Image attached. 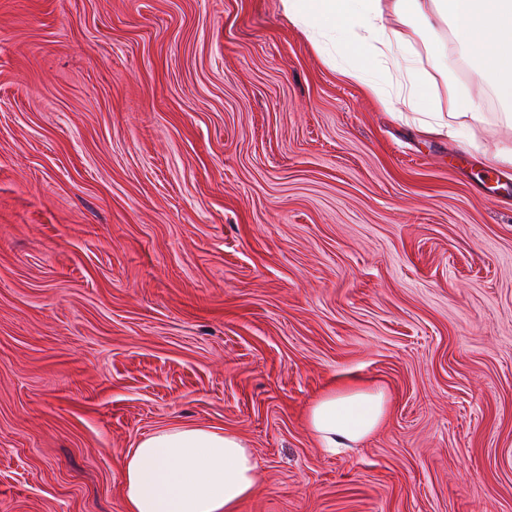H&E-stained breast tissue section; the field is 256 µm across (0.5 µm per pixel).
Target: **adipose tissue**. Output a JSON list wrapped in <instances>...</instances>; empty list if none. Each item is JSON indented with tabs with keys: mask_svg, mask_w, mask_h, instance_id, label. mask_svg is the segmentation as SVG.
Listing matches in <instances>:
<instances>
[{
	"mask_svg": "<svg viewBox=\"0 0 512 512\" xmlns=\"http://www.w3.org/2000/svg\"><path fill=\"white\" fill-rule=\"evenodd\" d=\"M284 14L347 79L378 104L412 113L419 131L457 139L458 121L480 120L471 90L453 76L465 63L497 99L512 129V0H281ZM445 40L418 49L437 33ZM443 80L430 104L417 98L430 72ZM383 390L332 388L308 409V427L325 451L353 447L381 424ZM257 464L236 432L200 425L156 429L122 463L126 512H236L253 492Z\"/></svg>",
	"mask_w": 512,
	"mask_h": 512,
	"instance_id": "adipose-tissue-1",
	"label": "adipose tissue"
}]
</instances>
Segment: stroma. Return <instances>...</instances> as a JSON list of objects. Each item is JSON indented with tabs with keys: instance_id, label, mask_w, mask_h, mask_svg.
Wrapping results in <instances>:
<instances>
[{
	"instance_id": "obj_1",
	"label": "stroma",
	"mask_w": 512,
	"mask_h": 512,
	"mask_svg": "<svg viewBox=\"0 0 512 512\" xmlns=\"http://www.w3.org/2000/svg\"><path fill=\"white\" fill-rule=\"evenodd\" d=\"M418 133L280 0H0V512H125L171 425L245 438L238 512H512V144ZM382 425L324 452L327 388ZM387 409L383 390L366 387L332 388L308 409L310 432L326 452L352 448L381 424Z\"/></svg>"
}]
</instances>
